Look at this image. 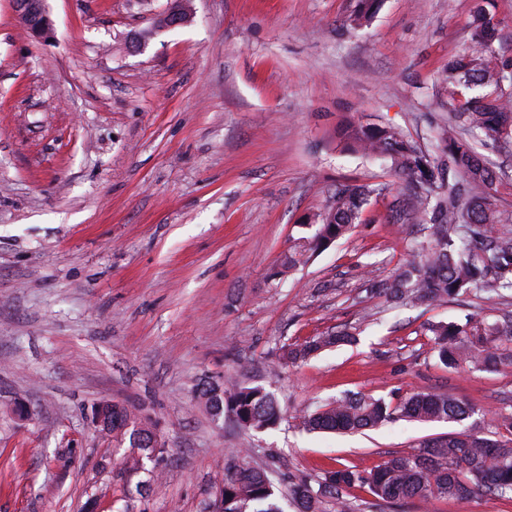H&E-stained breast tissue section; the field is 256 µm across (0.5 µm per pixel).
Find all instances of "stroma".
<instances>
[{"label":"stroma","instance_id":"obj_1","mask_svg":"<svg viewBox=\"0 0 512 512\" xmlns=\"http://www.w3.org/2000/svg\"><path fill=\"white\" fill-rule=\"evenodd\" d=\"M170 0H46L52 38L0 0V512H211L240 450L269 472L282 512L299 479L367 473L456 431L396 421L308 432L303 413L347 394L445 392L496 431L512 368L449 369L423 327L495 320L512 299L470 294L421 307L367 293L413 237L387 220L385 164L344 149L350 120L402 129L436 153L437 94L466 43L472 0H190L184 24L134 34ZM375 188L361 221L289 273L281 261L338 184ZM342 329L354 340L291 364L281 348ZM264 386L273 430L212 416L203 387ZM124 405L161 447L132 470L128 441L92 413ZM28 417H21L19 406ZM355 512H512V500L418 498Z\"/></svg>","mask_w":512,"mask_h":512}]
</instances>
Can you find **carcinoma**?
<instances>
[{
    "instance_id": "carcinoma-1",
    "label": "carcinoma",
    "mask_w": 512,
    "mask_h": 512,
    "mask_svg": "<svg viewBox=\"0 0 512 512\" xmlns=\"http://www.w3.org/2000/svg\"><path fill=\"white\" fill-rule=\"evenodd\" d=\"M382 0H361L349 25L368 22ZM502 21L495 0H473L468 46L448 60V78L441 88L448 110V127L441 129V145L433 157L423 152L400 128L376 126L360 120L340 129V139L353 153L375 156L400 179L389 205L388 222L423 233L412 257L386 281L369 270L371 290L391 302L422 305L453 299L462 293L489 298L512 293V233H495L501 223L495 194L503 174L478 151L492 141L512 145V56L497 44ZM376 189L357 183L336 188L334 203L311 218L314 232L293 241L281 263L282 271L306 264L359 223ZM432 351L448 368L469 363L496 373L512 367V316L492 323L466 318L424 326ZM354 340L340 330L300 345L282 347L292 363L326 347ZM210 410L231 414L247 431L264 432L278 426L283 410L260 386L233 384L201 392ZM112 433L129 436L130 447L150 459L157 451L150 430L128 426L131 415L122 406L106 404ZM477 412L476 405L448 393L419 392L399 402L359 394L337 399L301 417L310 432H357L387 422L446 421L461 423ZM507 434L491 438L462 430L426 440L413 453L393 455L375 470L361 474L349 467L327 472L318 487L300 479L291 495L300 512H350L343 491L359 488L386 503L413 498L425 501L465 499L477 493L512 499V414L495 416ZM222 512H280L273 483L262 468L242 457L225 465Z\"/></svg>"
}]
</instances>
